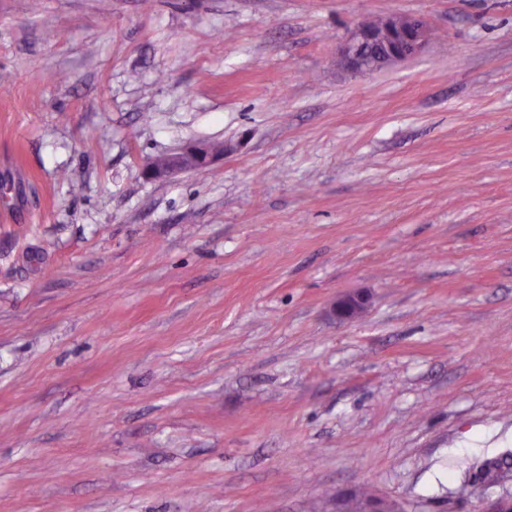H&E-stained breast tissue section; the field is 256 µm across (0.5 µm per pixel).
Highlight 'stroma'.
Masks as SVG:
<instances>
[{
	"mask_svg": "<svg viewBox=\"0 0 512 512\" xmlns=\"http://www.w3.org/2000/svg\"><path fill=\"white\" fill-rule=\"evenodd\" d=\"M509 451L512 0H0V512H480ZM428 30L414 19L388 16L377 29L360 24L344 44L340 64L358 74L371 73L415 55L425 43ZM220 153L225 148L216 145ZM215 152L210 144H196L183 148L169 155L146 161L142 167V175L146 180H156L174 173L190 170H201L209 167L217 157L223 155ZM366 302L367 298L363 294H346L334 303L333 312L339 320H349L365 309ZM512 455L504 454L492 461L480 465L469 466L466 471L469 474L468 480H463L459 486L461 492H465L471 483V475L480 477L483 481L498 483L506 476L512 475Z\"/></svg>",
	"mask_w": 512,
	"mask_h": 512,
	"instance_id": "35a3bbf8",
	"label": "stroma"
}]
</instances>
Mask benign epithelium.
I'll return each mask as SVG.
<instances>
[{
    "instance_id": "benign-epithelium-1",
    "label": "benign epithelium",
    "mask_w": 512,
    "mask_h": 512,
    "mask_svg": "<svg viewBox=\"0 0 512 512\" xmlns=\"http://www.w3.org/2000/svg\"><path fill=\"white\" fill-rule=\"evenodd\" d=\"M428 30L414 19L388 16L372 29L364 24L354 28L344 44L340 64L358 74L371 73L415 55L425 43ZM219 153L209 144H196L169 155L146 161L142 175L147 180H156L174 173L201 170L209 167ZM367 298L360 293H350L339 298L333 312L340 320L354 318L365 309ZM360 512H407L396 500L383 497L366 499Z\"/></svg>"
}]
</instances>
